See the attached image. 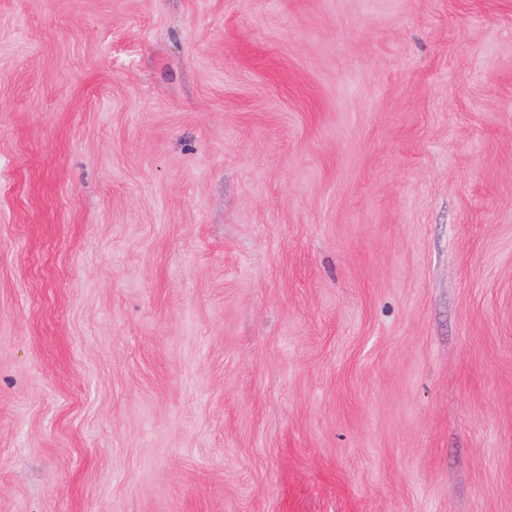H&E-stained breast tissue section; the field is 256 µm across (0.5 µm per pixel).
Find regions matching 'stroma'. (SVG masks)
<instances>
[{
    "mask_svg": "<svg viewBox=\"0 0 512 512\" xmlns=\"http://www.w3.org/2000/svg\"><path fill=\"white\" fill-rule=\"evenodd\" d=\"M0 512H512V0H0Z\"/></svg>",
    "mask_w": 512,
    "mask_h": 512,
    "instance_id": "obj_1",
    "label": "stroma"
}]
</instances>
